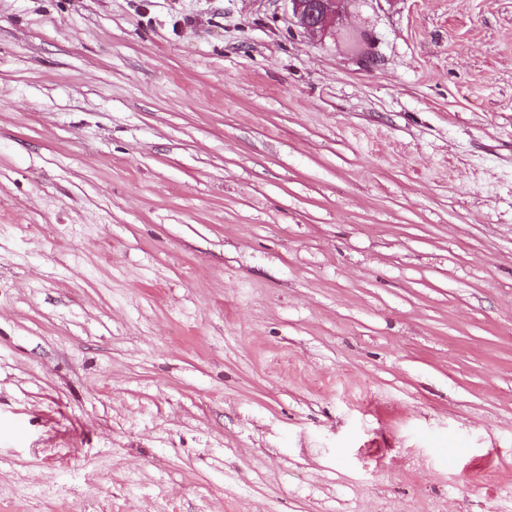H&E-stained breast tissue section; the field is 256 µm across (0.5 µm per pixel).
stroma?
<instances>
[{"instance_id":"35a3bbf8","label":"stroma","mask_w":512,"mask_h":512,"mask_svg":"<svg viewBox=\"0 0 512 512\" xmlns=\"http://www.w3.org/2000/svg\"><path fill=\"white\" fill-rule=\"evenodd\" d=\"M0 0V512H512V0ZM291 21L312 38H322L336 29L340 5L345 0H288Z\"/></svg>"}]
</instances>
